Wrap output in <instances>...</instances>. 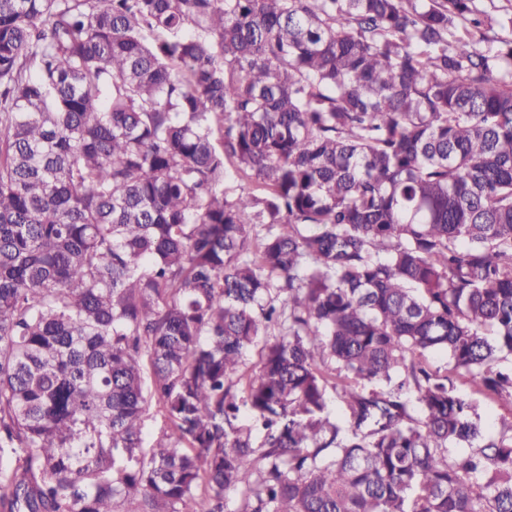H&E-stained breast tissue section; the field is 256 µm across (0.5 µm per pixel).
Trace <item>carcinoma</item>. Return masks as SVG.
Wrapping results in <instances>:
<instances>
[{
	"mask_svg": "<svg viewBox=\"0 0 512 512\" xmlns=\"http://www.w3.org/2000/svg\"><path fill=\"white\" fill-rule=\"evenodd\" d=\"M496 24L474 0H0V512H224L241 486L238 512H512ZM464 376L508 408L493 437ZM151 403L170 434L138 455Z\"/></svg>",
	"mask_w": 512,
	"mask_h": 512,
	"instance_id": "cac0c4a2",
	"label": "carcinoma"
}]
</instances>
